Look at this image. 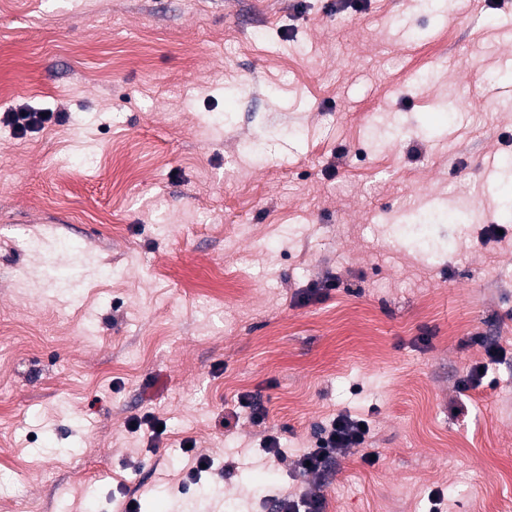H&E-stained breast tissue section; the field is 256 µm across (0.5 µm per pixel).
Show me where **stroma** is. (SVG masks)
<instances>
[{
    "label": "stroma",
    "instance_id": "obj_1",
    "mask_svg": "<svg viewBox=\"0 0 512 512\" xmlns=\"http://www.w3.org/2000/svg\"><path fill=\"white\" fill-rule=\"evenodd\" d=\"M363 3L0 0V113L67 111L0 122L10 512H512V0ZM342 412L376 462L301 475ZM66 117V112L62 110L55 112L49 109L23 108L19 111L4 113L6 123L20 135L35 129H42L48 123L62 122ZM277 507L281 512H320L321 501L317 495L300 494L278 498Z\"/></svg>",
    "mask_w": 512,
    "mask_h": 512
}]
</instances>
